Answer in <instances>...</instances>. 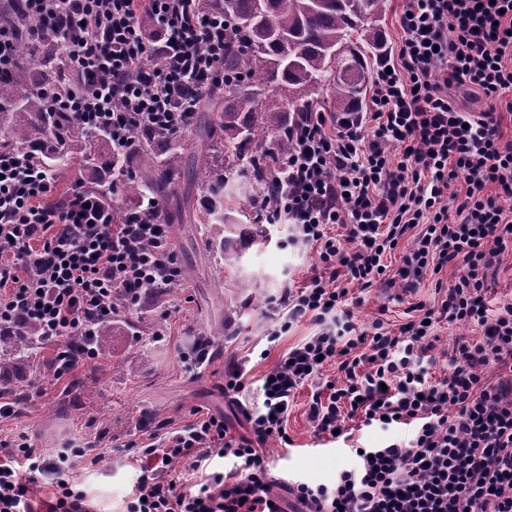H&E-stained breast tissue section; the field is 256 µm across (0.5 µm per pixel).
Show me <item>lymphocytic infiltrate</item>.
I'll return each instance as SVG.
<instances>
[{"label":"lymphocytic infiltrate","mask_w":512,"mask_h":512,"mask_svg":"<svg viewBox=\"0 0 512 512\" xmlns=\"http://www.w3.org/2000/svg\"><path fill=\"white\" fill-rule=\"evenodd\" d=\"M31 42L62 44L78 83L50 108L109 132L127 154L139 131L185 133L224 64V21L199 0H22ZM154 31L145 35L142 17ZM400 40L382 59L365 111L312 108L288 117L291 143L258 192L256 212L290 224L316 249L318 274L272 300L281 331L309 319L312 336L288 349L243 407L249 436L230 437L213 415L138 445L126 512H284L261 448L288 442V409L311 384L317 434L364 426L407 429L378 448L351 447L356 464L333 482H288L294 512H512V299L486 313L485 292L512 254V0H403ZM483 102L479 114L459 103ZM52 171L29 153L0 151V334L31 331L58 346L60 378L97 355L95 328L120 307L160 296L179 279L163 206L141 198L112 221L100 193L76 182L49 201ZM345 230L330 236L332 225ZM402 248L395 276L385 258ZM457 275L439 305L410 303L406 323L350 322L351 288L401 286ZM475 324L458 338L447 377L424 365L435 323ZM339 375L323 380L326 367ZM0 460V512H35L28 461L50 495L44 512H91L72 477L77 460L110 463L108 449L49 453L23 442Z\"/></svg>","instance_id":"obj_1"}]
</instances>
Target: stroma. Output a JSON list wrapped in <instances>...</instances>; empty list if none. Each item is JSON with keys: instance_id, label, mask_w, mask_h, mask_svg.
Masks as SVG:
<instances>
[{"instance_id": "obj_1", "label": "stroma", "mask_w": 512, "mask_h": 512, "mask_svg": "<svg viewBox=\"0 0 512 512\" xmlns=\"http://www.w3.org/2000/svg\"><path fill=\"white\" fill-rule=\"evenodd\" d=\"M179 142L185 148L183 168L162 203L177 265L189 268V277L162 297H145L121 310L98 356L73 375L55 378V345L36 344L0 376V397L17 410L16 416L0 418V458L13 453L21 437L44 450L75 438L110 447V467L75 472L98 512L126 510L137 467L129 443L142 439L140 423L178 427L201 412L223 418L233 435L247 434L242 406L256 402L260 380L279 356L314 332L304 319L280 332L276 343L268 341L279 331L271 296L283 285L300 288L310 280L314 250L293 242L289 225L259 217L242 188L225 198L224 211L257 239L237 264L225 265L203 226L208 199L191 178L201 151L197 126H190ZM382 307L392 325L405 322L408 301L402 289L385 293L372 287L353 306V324L366 327ZM480 333L476 326L439 322L427 360L430 377L447 375L458 337ZM203 338L210 342L209 355L198 364L192 351ZM236 363L245 364L247 384L233 395L224 391V371ZM310 394V386L300 387L288 411L290 446L271 440L263 448L272 475L283 482L301 478L327 484L349 462L343 442L317 437L308 418Z\"/></svg>"}]
</instances>
